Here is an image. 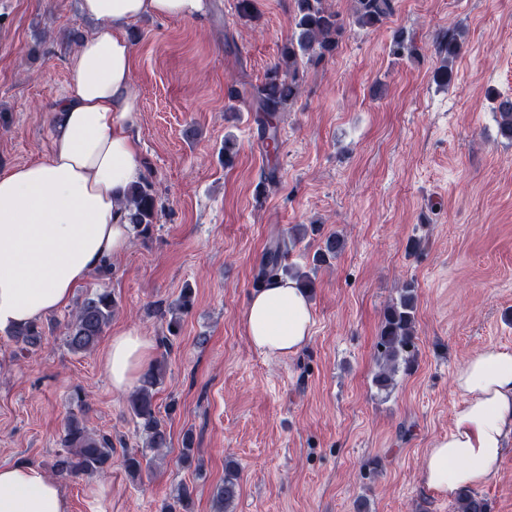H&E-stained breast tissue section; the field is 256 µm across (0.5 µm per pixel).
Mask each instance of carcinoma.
Segmentation results:
<instances>
[{
  "label": "carcinoma",
  "mask_w": 512,
  "mask_h": 512,
  "mask_svg": "<svg viewBox=\"0 0 512 512\" xmlns=\"http://www.w3.org/2000/svg\"><path fill=\"white\" fill-rule=\"evenodd\" d=\"M353 9L349 19H344L332 10L328 0H294L293 34L281 48L277 63L267 72L259 85H253L245 94L254 114L259 140L267 157L266 167L261 173L258 191L264 192L278 182L275 153L279 145L281 114L294 104L299 93L300 71L309 64H319L332 57L339 47L348 26L361 29L381 25L393 15L394 0H352ZM462 48L457 34L443 37L439 42V55L443 64L436 73L442 83L450 80L448 60L456 57ZM392 52L396 55H417L412 41L396 34L392 39ZM500 135L512 141V98L497 99L494 107ZM126 221L131 224L137 238L147 240L152 236L161 211L160 199L153 184L144 179L130 186L122 200ZM318 232L314 226H301L289 237L276 236L265 247L254 277L253 287L259 288L271 277L288 278L305 290L314 286V275L318 269L337 258L344 250V239L332 233L320 240L311 263L300 267L288 262L289 256L300 238L307 233ZM195 304L192 289L184 288L175 304L177 315L167 323L168 344L181 329V316L189 313ZM117 308L115 296L108 290H96L85 295L77 303L71 317L64 324V342L75 354L91 352ZM416 324V295L409 285L401 289L398 299L386 307L380 323L377 341V367L373 383L378 390L389 392L394 387L395 376L400 370L408 371L414 363V335ZM45 333L41 322L20 327L10 336L21 349L38 346ZM165 379L163 366L153 364L140 387L127 400L128 411L136 419L145 436V445L155 451L171 445L170 430L156 404V393ZM63 451L58 453L52 471L59 477L76 476L104 471L112 466V436L92 433L76 416L71 415L65 426L62 440ZM146 457L130 451L123 457L127 475L139 479L144 471ZM195 462L193 437L186 433L182 440L180 463L192 467ZM239 496V471L232 466L224 470V483L219 488L217 499L220 512H230ZM458 512H487V503L470 488L456 493ZM163 512H193V488L187 484L179 487L173 502Z\"/></svg>",
  "instance_id": "1"
}]
</instances>
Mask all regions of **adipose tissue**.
<instances>
[{
    "mask_svg": "<svg viewBox=\"0 0 512 512\" xmlns=\"http://www.w3.org/2000/svg\"><path fill=\"white\" fill-rule=\"evenodd\" d=\"M205 8V0H81L100 27L71 55L50 153L0 172V332L63 310L75 288L128 249L131 227L118 201L145 173L131 135L134 51L121 26L145 15L194 21ZM244 324L255 351L289 356L309 342L313 311L293 281L278 277L250 294ZM152 353L138 331L113 334L105 357L113 391L131 390ZM454 386L452 425L422 463L426 488L451 497L496 475L512 441V348L468 356ZM0 512H68V504L43 468L19 463L0 466Z\"/></svg>",
    "mask_w": 512,
    "mask_h": 512,
    "instance_id": "1",
    "label": "adipose tissue"
}]
</instances>
